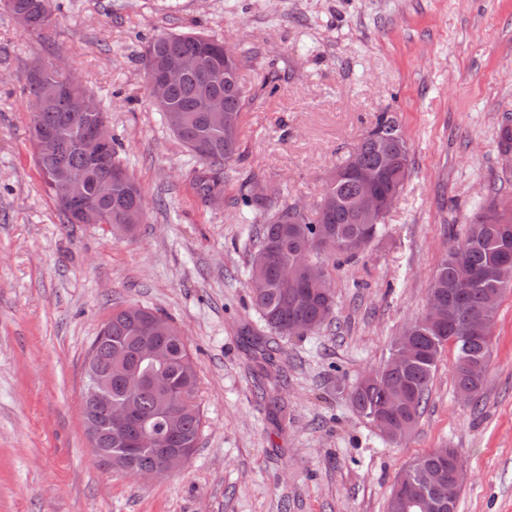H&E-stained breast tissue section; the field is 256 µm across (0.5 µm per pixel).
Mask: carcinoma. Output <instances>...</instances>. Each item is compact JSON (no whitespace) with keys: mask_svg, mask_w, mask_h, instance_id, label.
<instances>
[{"mask_svg":"<svg viewBox=\"0 0 512 512\" xmlns=\"http://www.w3.org/2000/svg\"><path fill=\"white\" fill-rule=\"evenodd\" d=\"M3 6L24 31L38 36L51 26L55 11L60 8L57 0H3ZM215 43L217 39L203 33L161 34L149 42L140 59L146 71L190 51L212 61L211 51ZM35 70L34 66L30 68L22 86L31 106V121L54 136L65 151L69 170L80 174L91 189L112 172V167L122 165L119 138L112 137L106 161L89 164L83 136L71 119L69 108L72 96L86 94L88 90L77 76L58 66L47 67L39 77ZM214 94L222 97L232 111L235 132H226L221 123L208 122L207 99ZM166 97L168 108L156 107L164 126L189 150L194 140L211 144L208 156H195L200 168L193 170L192 186L203 203L218 206L224 200L223 170L239 154L247 93H240L231 85L212 84L204 68L170 86ZM380 132L397 136L392 150L396 168L403 171V179L398 180L389 173L378 186L380 193L395 200L404 179L410 174L409 147L396 118L382 113L375 127L355 148L354 155L362 167H379L381 149L376 135ZM31 146L34 164L48 191L57 171L56 158L40 155V147L34 141ZM359 189L354 176L346 175L330 187L336 197V206L325 210L316 221L303 217L296 224L284 220L293 204L281 192L264 198L252 189L240 198V204L252 214L249 237L253 248L245 275L249 281L267 283V288L252 294L251 298L269 332L288 336L296 322L310 325L314 332L330 323L335 306L333 291L322 295L301 288L291 293L280 286L279 279L284 269L296 265L298 252L306 248L311 250L315 260L323 256L333 258L335 266L354 256L343 243L362 231V225L354 223L351 212V203ZM139 191L136 183L124 186L116 198L93 202L92 209L115 229L120 223L123 204ZM318 225L328 228L337 238L336 248L327 251L314 246ZM509 288H512V211L506 212L502 224H484L478 214L469 224L464 238L450 240L448 253L438 270L436 290L449 305V314L445 315L442 327L430 332L414 326L415 353L411 362L381 374L373 385L357 383L349 394L352 406L372 424L386 417L398 424H407L406 433H411L423 412L441 355L448 340L453 338L457 339L453 366L455 388L468 389L473 393V399H478L490 356L491 340L484 335L494 327L503 295ZM151 315L153 311L136 305L113 310L112 316L94 337L89 353L93 354L100 371L112 373V405L131 411L133 434L147 429L168 447L186 448L192 453L202 426L197 401V364L182 342L180 332L171 328L167 334L158 337L159 343L170 352L169 390L161 393L153 387L154 367L137 356L144 338L145 318ZM398 391L410 398L411 404L406 410L387 406L389 395ZM172 410L181 413V428L174 437L169 436L167 426V416ZM99 447L112 452V468L119 471L146 469L154 466L158 458L155 448L132 450L126 447L125 440L107 433L100 436ZM453 453L451 448H435L414 460L403 476L413 478L426 467L446 468Z\"/></svg>","mask_w":512,"mask_h":512,"instance_id":"1","label":"carcinoma"}]
</instances>
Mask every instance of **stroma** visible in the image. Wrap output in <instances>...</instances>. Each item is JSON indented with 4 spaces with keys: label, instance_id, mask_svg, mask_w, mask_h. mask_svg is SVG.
<instances>
[{
    "label": "stroma",
    "instance_id": "1",
    "mask_svg": "<svg viewBox=\"0 0 512 512\" xmlns=\"http://www.w3.org/2000/svg\"><path fill=\"white\" fill-rule=\"evenodd\" d=\"M47 37L0 9V512H386L417 457L451 448L468 479L457 512H512V289L493 327L480 406L457 396L445 348L402 442L349 401L423 311L431 278L490 185L512 117V0H60ZM197 29L240 59L251 98L224 204L204 206L197 161L151 105L144 39ZM105 100L147 217L135 237L67 224L45 194L18 79L35 62ZM284 74L262 91L269 69ZM393 115L410 175L382 232L332 272L330 325L271 336L243 271L253 174L315 212L326 180ZM168 316L198 365L203 424L178 472L143 481L103 464L82 411L90 343L114 309ZM269 336L272 362L243 340Z\"/></svg>",
    "mask_w": 512,
    "mask_h": 512
}]
</instances>
